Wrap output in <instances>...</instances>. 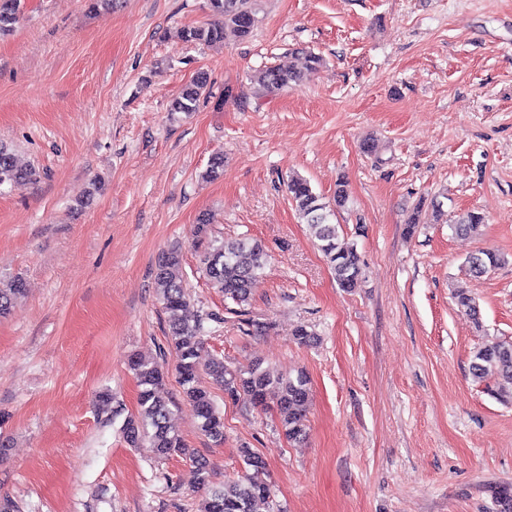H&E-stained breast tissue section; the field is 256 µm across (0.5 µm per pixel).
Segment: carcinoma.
<instances>
[{
    "instance_id": "1",
    "label": "carcinoma",
    "mask_w": 512,
    "mask_h": 512,
    "mask_svg": "<svg viewBox=\"0 0 512 512\" xmlns=\"http://www.w3.org/2000/svg\"><path fill=\"white\" fill-rule=\"evenodd\" d=\"M25 0H0V35L13 29L23 11ZM211 12L217 20L207 26L189 27L184 31L186 41L216 43L227 40L243 41L250 37L253 27L254 0H208ZM321 57L307 55L306 71L270 66L263 69L257 81L270 91L294 88L301 85L306 75L320 67ZM208 94V81L204 73L197 76L175 98L170 111L187 116L197 111L200 100ZM33 177L32 169L19 163L6 147L0 146V186L27 185ZM288 191L295 208L307 224L317 246L334 272L340 288L350 291L358 287L364 278V268L357 246L341 239L342 225L332 223V218L348 201L345 182L336 184L333 201L315 193L310 183L299 176L288 181ZM484 217L474 211L455 215L450 229L460 236H473L480 232ZM183 256L172 248L158 259L153 285L167 314L168 336L178 357V382L183 394L192 403L200 419V430L215 443L224 440V419L221 417L211 391L202 385L198 367L201 338L206 323L219 322L221 317L207 313L193 321L183 312L190 303L184 287L182 272ZM266 252L257 240H213L203 256V272L212 287L232 299L238 305L249 303L251 288L262 272ZM469 271L481 277L501 264V257L494 251L483 250L468 258ZM24 292V283L14 279L0 288V315L6 313L14 300ZM460 311L480 323V308L476 299L460 289L453 293ZM140 387L139 408L136 412L122 415L123 408L111 405V396L102 395L100 413L105 421L113 422L124 416L120 427L123 441L131 448H153L164 457L182 455L197 465L199 480L208 486L201 512H258L259 503H267L271 490L262 479L265 462L249 448L242 450L243 475L220 486L210 485V473L206 462L191 454L170 423L173 400L166 388L162 366L154 359H136L132 362ZM470 374L475 380H483L488 372L512 386V342L495 341L478 347L472 356ZM212 382L224 389V395L236 401L245 399L256 406L266 404L270 392H275L279 422L288 442L297 444L306 438L305 417L310 387L306 374L300 372L288 379L272 377L255 365L247 370L231 369L224 360L214 358L206 367ZM497 512H512V491L497 488L492 491Z\"/></svg>"
}]
</instances>
